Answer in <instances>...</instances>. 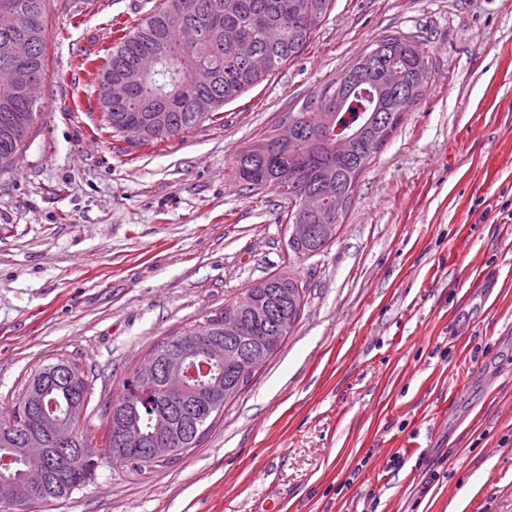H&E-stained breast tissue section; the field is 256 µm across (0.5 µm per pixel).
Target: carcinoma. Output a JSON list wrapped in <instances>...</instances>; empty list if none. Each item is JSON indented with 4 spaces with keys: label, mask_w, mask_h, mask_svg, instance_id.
I'll return each mask as SVG.
<instances>
[{
    "label": "carcinoma",
    "mask_w": 512,
    "mask_h": 512,
    "mask_svg": "<svg viewBox=\"0 0 512 512\" xmlns=\"http://www.w3.org/2000/svg\"><path fill=\"white\" fill-rule=\"evenodd\" d=\"M13 8L14 28L0 29V62L8 60L27 67L40 82L46 74V9L48 0H0ZM332 0H160L158 6L134 26L114 31L115 42L104 49L105 62L98 66L90 57H80L76 64L93 71L94 79L109 72L120 82L146 57L155 58L150 71L140 75L134 90L126 97L99 106L112 133L140 144L177 138L206 122L224 119V107L264 82L290 59L306 49L313 33L330 11ZM236 29L247 36L257 52L267 56L269 67L263 72L249 70L237 57L224 32ZM208 66L213 81L199 87L194 71ZM432 60L425 43L417 35L393 33L375 40L346 69L323 84L288 113L295 118L298 136L284 143L276 130L266 131L237 151L231 161L234 178L251 193L274 189L286 199L314 191L326 183L352 198L356 182L390 136L371 121L374 113L398 117L425 94L432 75ZM206 97L211 102L207 112H198L195 102ZM162 112L166 126H155L148 114ZM41 115L38 106L19 98L7 85H0V174L13 168L14 158L22 154ZM290 169L288 185L279 173ZM286 223L341 224L344 214L336 206L318 213L285 211ZM290 276L274 274L261 281L272 299L274 313L263 315L253 309L257 286L247 289L232 307L242 321L243 335L252 336L272 329L277 320H288L291 335L306 304L308 291L299 282L295 300L276 301L278 282ZM224 312L219 311L178 334L157 343L150 353L164 355L180 351L186 355L192 372L186 379V401L177 406L165 398L161 381L144 387L135 375L123 383L120 398L112 403L107 416L103 448L112 458V467L126 472H144L169 460H152L141 447L128 448L112 456L115 423L128 421L137 426L145 441L154 438L156 420L169 422L180 436L181 447L189 452L212 428L225 403L214 404L201 397L202 389L226 379L235 382L236 371L224 363L199 355L207 341H224L221 327ZM42 392V410L61 418L69 406L87 402L88 376L77 363L57 357L32 370L26 379ZM11 420L28 432H38V413L25 408V400L15 403ZM0 421V483L32 480L40 487L39 502L64 500L74 491L92 484L99 467V454L80 431L81 417L72 422L73 438L69 445L65 472L57 470L59 454L49 445L46 468L33 473L22 458V438L4 430Z\"/></svg>",
    "instance_id": "obj_1"
}]
</instances>
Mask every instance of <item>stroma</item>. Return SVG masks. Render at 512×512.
Listing matches in <instances>:
<instances>
[{
  "label": "stroma",
  "mask_w": 512,
  "mask_h": 512,
  "mask_svg": "<svg viewBox=\"0 0 512 512\" xmlns=\"http://www.w3.org/2000/svg\"><path fill=\"white\" fill-rule=\"evenodd\" d=\"M159 0H52L46 107L0 175V420L64 356L101 422L158 342L273 274L294 331L199 446L34 512H512V0H333L308 47L159 145L106 133L77 55ZM423 39L426 94L359 176L335 241L293 257L287 203L231 173L242 146L376 39ZM400 465H392V457Z\"/></svg>",
  "instance_id": "stroma-1"
}]
</instances>
